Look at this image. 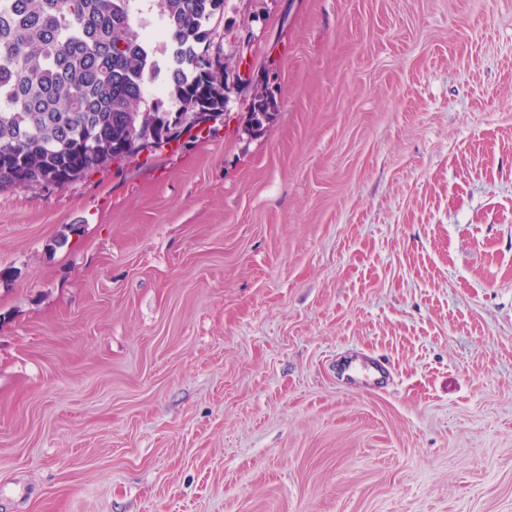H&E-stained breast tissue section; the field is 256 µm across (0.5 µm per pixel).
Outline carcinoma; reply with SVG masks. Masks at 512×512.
Instances as JSON below:
<instances>
[{
	"label": "carcinoma",
	"instance_id": "1",
	"mask_svg": "<svg viewBox=\"0 0 512 512\" xmlns=\"http://www.w3.org/2000/svg\"><path fill=\"white\" fill-rule=\"evenodd\" d=\"M223 17L224 0H0V190L73 183L179 141L176 113L223 114L224 63L199 65ZM276 107L251 86V131Z\"/></svg>",
	"mask_w": 512,
	"mask_h": 512
}]
</instances>
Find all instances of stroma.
I'll return each mask as SVG.
<instances>
[{
	"label": "stroma",
	"mask_w": 512,
	"mask_h": 512,
	"mask_svg": "<svg viewBox=\"0 0 512 512\" xmlns=\"http://www.w3.org/2000/svg\"><path fill=\"white\" fill-rule=\"evenodd\" d=\"M214 43L262 134L0 191V512H512V0ZM249 107L245 119L252 132L260 131L270 120L277 107L269 80L265 75L263 81H257L249 90Z\"/></svg>",
	"instance_id": "1"
}]
</instances>
